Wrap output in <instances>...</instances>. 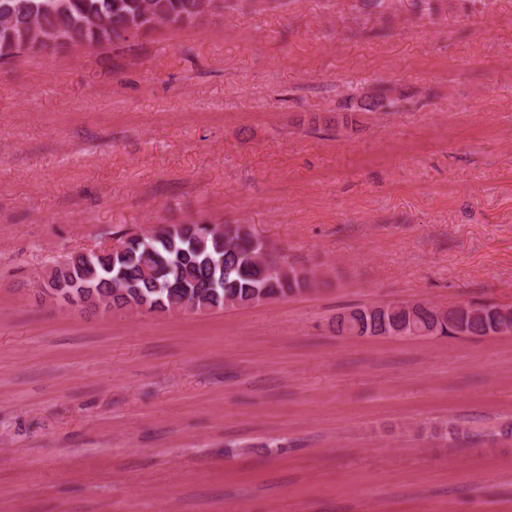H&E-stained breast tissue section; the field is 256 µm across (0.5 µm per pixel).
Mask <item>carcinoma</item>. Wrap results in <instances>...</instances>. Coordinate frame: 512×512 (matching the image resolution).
Wrapping results in <instances>:
<instances>
[{
  "label": "carcinoma",
  "mask_w": 512,
  "mask_h": 512,
  "mask_svg": "<svg viewBox=\"0 0 512 512\" xmlns=\"http://www.w3.org/2000/svg\"><path fill=\"white\" fill-rule=\"evenodd\" d=\"M203 0H0V59L21 51L49 52L77 45L110 46L121 53L133 49L131 25L142 32L169 21L193 18ZM389 106L387 98L372 93L360 100L349 97L346 109L354 113L381 112ZM197 219L182 225L172 240L127 238L120 253L102 251L91 262L73 267L80 281L97 285V292L108 300L113 311L131 312L143 303L151 309L170 310L183 298L194 301L195 310L226 307L235 300L248 305L262 287L269 298H285L314 280L306 277L255 280L243 274L250 266L252 247L226 246L224 239L204 233ZM178 283L166 288V283ZM362 333H383L386 327L407 321L404 310L391 313L377 308L354 316ZM460 332L476 336L501 333L497 309L485 305L483 315L474 320L463 311L448 319L441 334Z\"/></svg>",
  "instance_id": "cac0c4a2"
}]
</instances>
